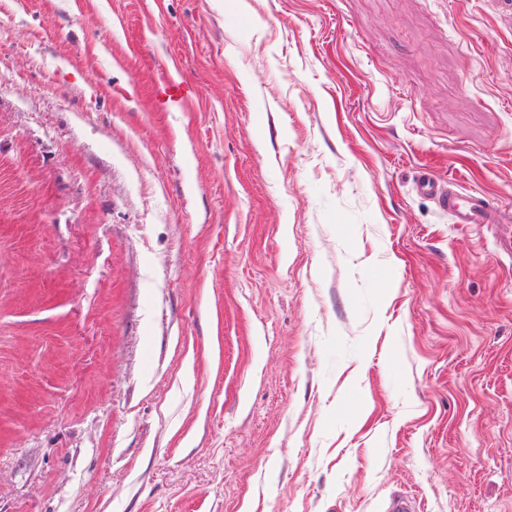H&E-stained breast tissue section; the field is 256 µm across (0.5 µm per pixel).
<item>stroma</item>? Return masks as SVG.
<instances>
[{
  "label": "stroma",
  "mask_w": 512,
  "mask_h": 512,
  "mask_svg": "<svg viewBox=\"0 0 512 512\" xmlns=\"http://www.w3.org/2000/svg\"><path fill=\"white\" fill-rule=\"evenodd\" d=\"M492 4L0 0V512H512ZM448 189L430 170L419 171L416 189L418 192L431 196L443 210L448 212L457 224H499L506 230L501 236L499 245L504 251L512 252V211L492 209L488 199L478 193H460Z\"/></svg>",
  "instance_id": "35a3bbf8"
}]
</instances>
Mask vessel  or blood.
<instances>
[{
  "instance_id": "b4317fda",
  "label": "vessel or blood",
  "mask_w": 512,
  "mask_h": 512,
  "mask_svg": "<svg viewBox=\"0 0 512 512\" xmlns=\"http://www.w3.org/2000/svg\"><path fill=\"white\" fill-rule=\"evenodd\" d=\"M418 192L431 196L458 224H496L504 234L499 245L512 252V211L493 208L490 201L477 193H460L445 187L430 170L421 169L416 183Z\"/></svg>"
}]
</instances>
